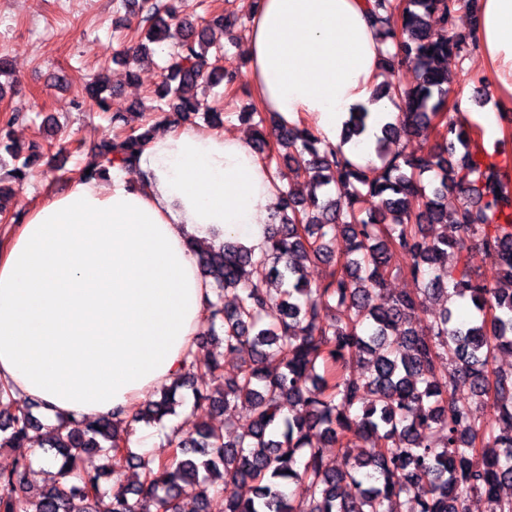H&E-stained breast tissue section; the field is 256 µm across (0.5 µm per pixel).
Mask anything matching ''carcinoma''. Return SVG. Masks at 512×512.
Masks as SVG:
<instances>
[{
  "mask_svg": "<svg viewBox=\"0 0 512 512\" xmlns=\"http://www.w3.org/2000/svg\"><path fill=\"white\" fill-rule=\"evenodd\" d=\"M479 2L370 4L380 41L396 40L395 52H384L389 69L409 64L418 72L412 86L381 90L402 104L405 119L382 127L377 163L360 165L340 150L321 149L308 124L248 113L258 153L304 177L309 193H281L262 258L232 240L194 251L212 290L198 337H219L222 351L193 357L188 374L211 378L217 394L195 395L212 411L248 405L250 427L229 440L208 423L187 436L174 430L165 461L133 453L130 430L110 419L65 432L48 428L41 448L58 465L55 485L31 501V461L21 458L0 472V512H210L222 482L244 490L224 501V512H467L473 495L486 499L489 512H512V498L500 494L512 485V371L491 368L497 354L512 353V175L478 143L466 118H448V71L440 66L476 46ZM136 5L149 41L178 39L155 90L160 99L173 95L162 121L176 128L200 113L207 126H222L224 113L198 98L197 89L236 84V72L220 64L224 18L195 26L180 21L170 3ZM461 10L471 19L466 31L455 29ZM115 95L101 77L82 92L104 112ZM369 117L351 113L343 139L362 135ZM111 120L116 133L98 148L101 167H130L150 130L125 131L119 108ZM433 131L439 140L417 153L387 149L403 136L427 139ZM36 148L24 156L4 145L14 180L25 178ZM431 171L438 183L428 191L421 177ZM338 234L348 242L339 254L331 246ZM469 241L495 255L497 283L474 276L464 254ZM401 262L420 291L378 302L386 276ZM310 263L328 267L314 286L303 275ZM274 279L284 287L268 288ZM228 294L231 308L224 305ZM439 297L468 301L476 317L459 321L445 306L425 328L412 326L423 303ZM244 350L236 370L224 372V356ZM363 361L367 374L352 378V365ZM460 382L469 389L463 397L456 395ZM184 387V378L164 387L133 421L176 414ZM486 405L495 409L492 421L480 415ZM34 406L0 385V448L22 447L41 428ZM432 429L441 433L439 447L425 442ZM325 448L336 449L343 464L328 466ZM89 453L103 454L107 467L75 476ZM131 466L141 475L127 487L121 476ZM105 475L112 476V495L101 490Z\"/></svg>",
  "mask_w": 512,
  "mask_h": 512,
  "instance_id": "carcinoma-1",
  "label": "carcinoma"
}]
</instances>
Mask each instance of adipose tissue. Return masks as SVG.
Returning <instances> with one entry per match:
<instances>
[{"label": "adipose tissue", "mask_w": 512, "mask_h": 512, "mask_svg": "<svg viewBox=\"0 0 512 512\" xmlns=\"http://www.w3.org/2000/svg\"><path fill=\"white\" fill-rule=\"evenodd\" d=\"M482 79L512 101V0H481ZM366 0H257L246 32L262 109L310 122L322 147L374 158L391 117L374 90L384 48ZM368 129L342 142L350 113ZM137 165L71 180L31 207L0 249V382L38 403L47 425L130 422L179 379L206 317L209 284L192 244L231 238L262 255L282 185L248 139L213 129L151 137Z\"/></svg>", "instance_id": "adipose-tissue-1"}]
</instances>
